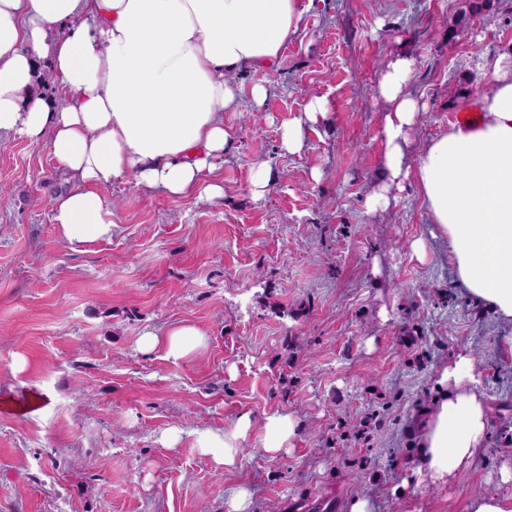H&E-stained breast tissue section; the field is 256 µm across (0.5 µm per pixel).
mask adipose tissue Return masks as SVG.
I'll list each match as a JSON object with an SVG mask.
<instances>
[{"label": "adipose tissue", "mask_w": 512, "mask_h": 512, "mask_svg": "<svg viewBox=\"0 0 512 512\" xmlns=\"http://www.w3.org/2000/svg\"><path fill=\"white\" fill-rule=\"evenodd\" d=\"M302 0H0V133L46 145L71 187L53 200V222L71 249L111 237L112 207L103 187L135 179L172 197L224 194L215 162L234 137L224 115L236 111L232 74L263 75L298 32ZM47 62L53 100L33 95ZM413 60L390 56L374 90L381 106L386 179L371 194L389 208L413 181L435 233L446 239L458 285L512 324V65L496 66L478 119L452 126L409 161L422 110L407 91ZM206 343L189 324L146 331L145 353L186 359ZM437 395L417 420L419 482L445 485L468 470L488 438L489 407L473 358L460 352L440 366ZM290 413L240 414L221 428L193 433V446L225 468L243 448L272 457L291 448Z\"/></svg>", "instance_id": "adipose-tissue-1"}]
</instances>
